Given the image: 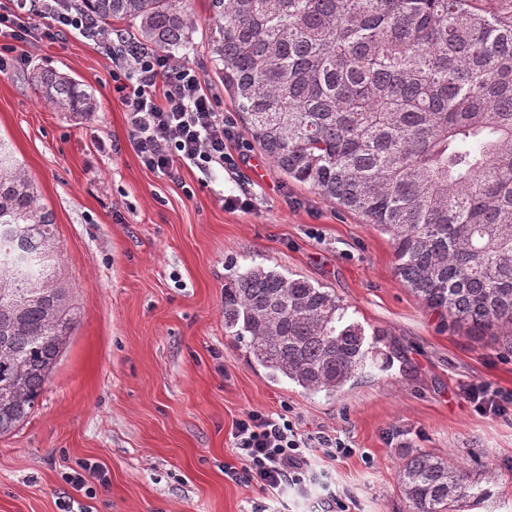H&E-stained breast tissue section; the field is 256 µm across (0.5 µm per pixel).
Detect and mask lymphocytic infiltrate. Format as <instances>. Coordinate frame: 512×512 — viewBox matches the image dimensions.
<instances>
[{
  "mask_svg": "<svg viewBox=\"0 0 512 512\" xmlns=\"http://www.w3.org/2000/svg\"><path fill=\"white\" fill-rule=\"evenodd\" d=\"M57 0H9L0 4V51L24 63L21 47L34 36L32 17L46 19L55 32L94 27L90 15L58 12ZM101 41L114 62L113 89L130 124L129 143L149 170L176 177L191 165L205 171L218 165L237 168L247 145L232 121L216 110V95L189 63L149 44L103 34ZM236 152H229L228 142ZM237 465L224 474L247 479L267 493L256 512H284L286 498L315 499L317 512H354L355 502L331 479L317 474L318 457L345 458L354 450L338 434L301 430L289 411L250 410L230 433Z\"/></svg>",
  "mask_w": 512,
  "mask_h": 512,
  "instance_id": "lymphocytic-infiltrate-1",
  "label": "lymphocytic infiltrate"
}]
</instances>
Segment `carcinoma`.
Instances as JSON below:
<instances>
[{"mask_svg":"<svg viewBox=\"0 0 512 512\" xmlns=\"http://www.w3.org/2000/svg\"><path fill=\"white\" fill-rule=\"evenodd\" d=\"M93 34L137 24L158 49L189 42L185 0H58ZM473 0H210L209 48L245 134L289 179L389 235L396 273L474 332L512 327V13ZM59 112L97 101L53 69L30 74ZM56 228L0 146V436L34 410L78 320ZM336 292L261 265L224 285V331L273 381L334 395L374 363L379 333ZM410 512L490 497L421 450L404 458Z\"/></svg>","mask_w":512,"mask_h":512,"instance_id":"carcinoma-1","label":"carcinoma"}]
</instances>
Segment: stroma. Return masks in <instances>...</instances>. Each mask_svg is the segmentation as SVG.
<instances>
[{"label":"stroma","instance_id":"stroma-1","mask_svg":"<svg viewBox=\"0 0 512 512\" xmlns=\"http://www.w3.org/2000/svg\"><path fill=\"white\" fill-rule=\"evenodd\" d=\"M209 0L176 55L234 116L208 49ZM0 70V142L37 185L57 230L60 268L80 318L30 419L0 437V512H254L258 486L224 475L230 432L250 410L290 408L303 430L348 438L355 455L325 460L356 512H409L400 464L423 450L468 464L493 494L471 512H512V407L480 415L465 388L512 392V332L474 336L426 307L397 277L388 235L251 146L237 169L142 165L112 90V61L76 31L23 47ZM81 82L84 115L41 102L33 67ZM249 193L248 211L225 208ZM255 265L334 289L351 320L383 333L390 367L366 368L341 394L268 379L224 332V283ZM100 466L94 494L65 473Z\"/></svg>","mask_w":512,"mask_h":512}]
</instances>
